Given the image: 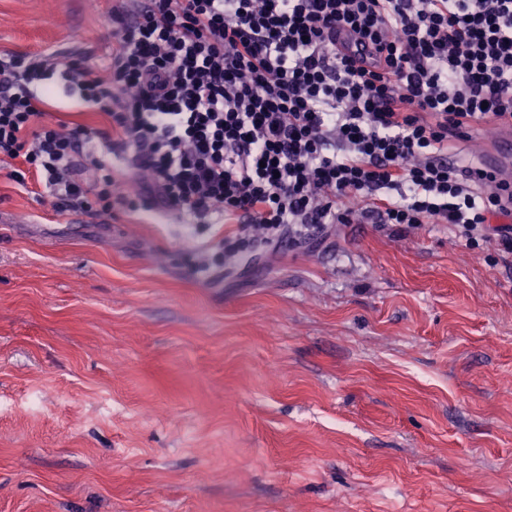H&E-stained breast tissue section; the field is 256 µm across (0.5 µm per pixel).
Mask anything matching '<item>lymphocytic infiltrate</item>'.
<instances>
[{
  "label": "lymphocytic infiltrate",
  "instance_id": "f902f5d3",
  "mask_svg": "<svg viewBox=\"0 0 512 512\" xmlns=\"http://www.w3.org/2000/svg\"><path fill=\"white\" fill-rule=\"evenodd\" d=\"M109 23L104 73L65 65L104 129L43 124L49 58L0 54V159L34 167L53 208L213 215L255 244L355 217L493 222L512 250V184L448 162L475 126L512 124V0H144Z\"/></svg>",
  "mask_w": 512,
  "mask_h": 512
}]
</instances>
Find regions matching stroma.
<instances>
[{
	"label": "stroma",
	"mask_w": 512,
	"mask_h": 512,
	"mask_svg": "<svg viewBox=\"0 0 512 512\" xmlns=\"http://www.w3.org/2000/svg\"><path fill=\"white\" fill-rule=\"evenodd\" d=\"M121 5L0 0V52L59 64L47 122L106 127L61 65L102 69ZM506 378L496 236L365 221L258 248L55 211L0 162V512H512Z\"/></svg>",
	"instance_id": "stroma-1"
}]
</instances>
